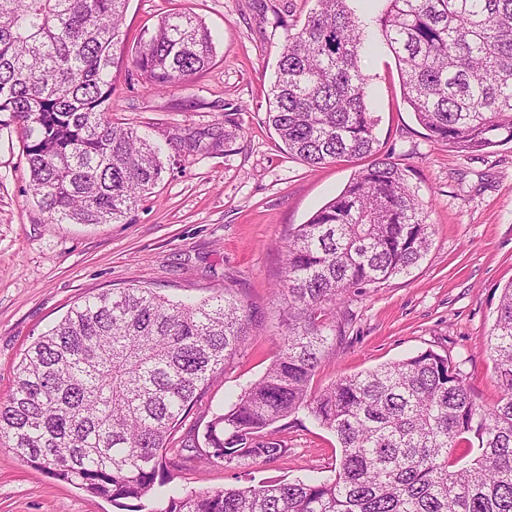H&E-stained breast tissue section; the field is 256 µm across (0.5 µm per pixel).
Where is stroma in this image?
<instances>
[{"label": "stroma", "mask_w": 512, "mask_h": 512, "mask_svg": "<svg viewBox=\"0 0 512 512\" xmlns=\"http://www.w3.org/2000/svg\"><path fill=\"white\" fill-rule=\"evenodd\" d=\"M313 0H128L122 59L112 69L114 122L164 148L154 192L112 224H54L34 202L19 126L0 125V404L24 351L85 297L142 286L173 300L231 290L251 310L247 344L215 374L185 420L205 425L272 362L281 333L284 243L345 187L360 161L312 167L288 154L266 119V93L289 35ZM182 10L210 31L215 56L187 83L156 91L134 75L144 30ZM359 67L382 156L417 186L431 245L407 273L352 292L345 334L323 358L311 387L431 350L456 362L478 403L500 387L487 337L503 286L512 282V144L489 153L435 142L404 99L395 59L378 29ZM229 133L212 146L213 135ZM202 142L188 147L189 136ZM287 453L271 462L208 465L189 486L222 489L249 480L319 481L341 450L307 413L281 433ZM0 512H113L110 502L36 473L0 440Z\"/></svg>", "instance_id": "stroma-1"}]
</instances>
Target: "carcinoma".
I'll list each match as a JSON object with an SVG mask.
<instances>
[{"label": "carcinoma", "mask_w": 512, "mask_h": 512, "mask_svg": "<svg viewBox=\"0 0 512 512\" xmlns=\"http://www.w3.org/2000/svg\"><path fill=\"white\" fill-rule=\"evenodd\" d=\"M267 93L288 153L317 166L374 157L284 245L286 330L265 373L177 448L172 432L246 345L249 309L148 288L73 305L27 348L0 405L33 470L121 512H512V282L488 336L502 394L476 402L459 366L432 350L311 382L342 336L349 294L409 271L434 234L406 168L377 156L358 62L368 23L348 0H314ZM376 19L405 100L438 143L467 153L512 142V0H387ZM126 0H0V113L19 124L29 190L53 224L118 223L161 181L160 149L112 122V67ZM194 16L162 17L133 68L155 89L213 62ZM302 411L332 432L334 476L219 490L173 481L188 461H273L275 424ZM477 448L468 461L461 443Z\"/></svg>", "instance_id": "obj_1"}]
</instances>
